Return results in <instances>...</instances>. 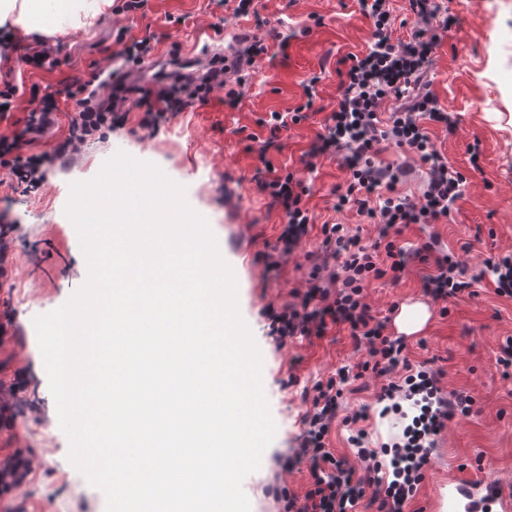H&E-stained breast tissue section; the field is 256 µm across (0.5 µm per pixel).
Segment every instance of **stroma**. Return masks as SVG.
Segmentation results:
<instances>
[{"label":"stroma","mask_w":512,"mask_h":512,"mask_svg":"<svg viewBox=\"0 0 512 512\" xmlns=\"http://www.w3.org/2000/svg\"><path fill=\"white\" fill-rule=\"evenodd\" d=\"M439 2L456 22L434 50L429 89L458 122L450 129L431 124L427 131L466 184L449 223L410 225L399 242L420 249L438 235L444 249L475 274L487 258L512 252V0ZM148 6L143 18L114 11L87 30L13 39L9 58H0V82L18 87L14 117L29 111L31 85L54 91L83 83L107 65L126 74L128 83H153V70L127 72L116 41L121 28L138 37L154 35L155 56L185 60L222 37L254 27L253 20L234 17L219 0H149ZM258 8L281 37L269 41L267 55L246 75L236 107L225 106L224 93L217 90L207 103L151 134L139 128V110L130 100L125 125L86 142L72 160L48 171L37 191L11 189L8 171L0 168V213L19 226L7 282L0 288V313H10L14 329L0 339V380L22 384L18 404L7 420H0V461L20 452L28 462L21 486L0 491V512H105L103 493L68 460L70 442L59 425L33 320L63 305L86 280L78 233L65 214L69 185L93 178L117 150L158 165L185 186L190 206L208 220L234 270L241 314L263 356V387L276 424L260 469L243 483L251 512H277V503L265 493L268 485L299 496L306 491V465L286 472L282 462L304 430L302 418L314 387L340 367L365 360L366 352L342 327L321 339L297 337L279 346L270 334L267 308H282L292 289L305 287L311 271L307 256L320 250L323 224L347 225L367 243L375 236L355 211L334 210L332 191L347 178L336 158H317L312 173L298 167L336 103L338 59L365 50L371 25L357 0H259ZM42 49L58 59V67L50 72L24 67L23 56ZM314 74L321 81L313 115L271 135L263 119L300 104L301 83ZM273 136L278 146H269ZM474 144L481 152L475 164L469 152ZM266 158L275 166L296 168L297 178L310 189L309 232L276 269L265 265L263 255L284 230L283 212L253 181ZM429 271V265L417 262L400 281H373L365 301L382 318L405 306H426V323L408 339L411 364L440 370L444 392H462L474 400L471 415L454 417L438 434L424 479L405 512H468V500L449 502V490L481 482L512 498V375L503 376L496 362L500 345L512 337V298L497 295L485 280L475 285L473 295L435 301L422 288ZM381 385L374 377L349 380L340 417L327 438L360 476L367 463L357 456L351 436L364 431L365 448L384 463L407 424L409 402H402L400 410L382 411ZM362 409L365 420L347 423V416Z\"/></svg>","instance_id":"obj_1"}]
</instances>
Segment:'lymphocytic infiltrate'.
Segmentation results:
<instances>
[{
    "mask_svg": "<svg viewBox=\"0 0 512 512\" xmlns=\"http://www.w3.org/2000/svg\"><path fill=\"white\" fill-rule=\"evenodd\" d=\"M386 2L358 0L361 13L371 23V40L365 53H350L341 58L336 107L326 117L323 132L317 133L309 150L300 157L304 168L311 170L317 157L337 156L348 179L344 188L335 191V207L356 210L359 216L375 224L377 237L366 246L359 236L349 234L344 225H322V257L334 262L327 285L314 283L305 291H294V303L282 311L271 312L270 319L272 332L282 347L294 336L322 337L333 327H345L355 345L367 352L366 361L357 366L358 372L369 371L388 379L379 400L403 394L411 401L415 414L403 430L402 442L395 444L389 464L374 463L359 477L325 443L350 373L342 369L319 383L312 407L303 417L305 429L287 458L292 468L306 464L309 487L301 497L284 488L275 489L273 498L282 503L281 512H353L365 498L377 504L378 512H404L423 478L435 435L455 415L472 411L470 396L442 391L439 372L412 371L404 337L387 335L386 321L374 316L365 301L364 292L372 281L385 277L399 280L412 260V253L396 244L403 228L447 223L465 185L464 177L431 144L423 127L427 121L452 125L447 107L429 93L416 96L409 104L404 101L408 90L420 85L437 44L436 36L429 33L430 26L445 31L454 19L440 15L434 0H409V9L418 25L408 40L396 42L391 37V15ZM227 72L219 58L211 61L202 77H173L155 93L139 88L136 106L142 112L140 128L155 131L195 102L207 101L217 87L226 90L225 105L237 106L239 94L227 89ZM96 79L98 85L93 89L85 83L65 88V97L72 101L78 117L51 151L35 149L56 122L57 102L50 94L41 97L11 134L0 135V168L9 169L24 191L40 188L49 167L69 162L96 134L127 122L128 115L119 111L117 100H103L98 94L99 89L111 87V72L99 71ZM389 98L400 100L401 105L384 122L380 119V107ZM385 141L414 151L426 167L427 184L419 199H410L398 190L409 173L407 165L380 160V145ZM263 166L256 188L282 207L288 224L281 237L279 255L265 258L267 265L274 268L294 251L307 232L308 211L302 205L306 189L293 173L277 169L271 160H264ZM420 259L433 265L432 272L423 278V290L436 301L470 290L482 279L481 274H468L454 255L432 245ZM399 368L406 372L403 382L391 381V374Z\"/></svg>",
    "mask_w": 512,
    "mask_h": 512,
    "instance_id": "f902f5d3",
    "label": "lymphocytic infiltrate"
}]
</instances>
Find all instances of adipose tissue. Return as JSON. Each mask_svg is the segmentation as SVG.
I'll return each instance as SVG.
<instances>
[{"instance_id":"1","label":"adipose tissue","mask_w":512,"mask_h":512,"mask_svg":"<svg viewBox=\"0 0 512 512\" xmlns=\"http://www.w3.org/2000/svg\"><path fill=\"white\" fill-rule=\"evenodd\" d=\"M111 9L112 0H0V28L52 36L89 29Z\"/></svg>"}]
</instances>
